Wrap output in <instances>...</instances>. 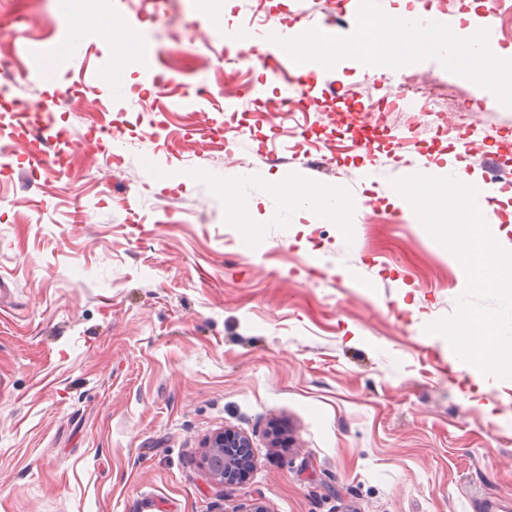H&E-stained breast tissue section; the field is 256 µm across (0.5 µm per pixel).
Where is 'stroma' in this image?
<instances>
[{
  "label": "stroma",
  "mask_w": 512,
  "mask_h": 512,
  "mask_svg": "<svg viewBox=\"0 0 512 512\" xmlns=\"http://www.w3.org/2000/svg\"><path fill=\"white\" fill-rule=\"evenodd\" d=\"M107 0L125 50L92 33L44 82L65 28L38 0H0L13 92L49 104L74 138L113 130L107 149L51 169L27 129L0 133V512H473L512 507V380L471 374L426 331L457 311L464 273L392 181L447 157L482 180L512 158V108L427 59L393 81L438 76L508 131L474 153L446 128L393 115L372 149L351 124L365 72L302 76L311 107L225 143L224 112L258 113L224 78V31L247 28L280 69L243 65L268 96L295 70L268 42L323 17V0ZM211 83L200 100L194 87ZM341 189L345 223H309L275 185L289 174ZM235 186L234 201L224 199ZM248 438L245 482L205 464L209 438Z\"/></svg>",
  "instance_id": "obj_1"
}]
</instances>
